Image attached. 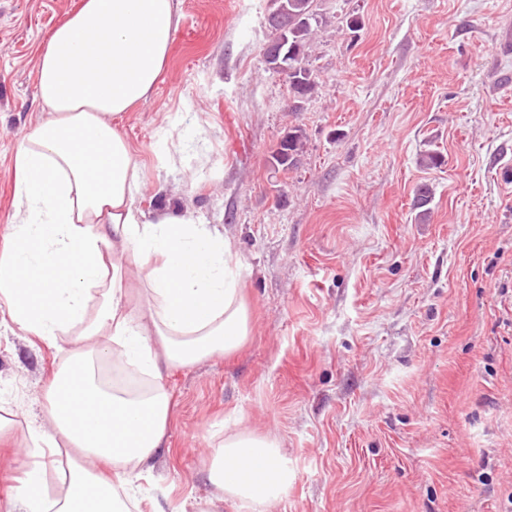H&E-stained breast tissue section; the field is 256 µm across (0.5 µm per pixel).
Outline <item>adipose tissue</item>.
Instances as JSON below:
<instances>
[{
    "instance_id": "adipose-tissue-1",
    "label": "adipose tissue",
    "mask_w": 512,
    "mask_h": 512,
    "mask_svg": "<svg viewBox=\"0 0 512 512\" xmlns=\"http://www.w3.org/2000/svg\"><path fill=\"white\" fill-rule=\"evenodd\" d=\"M177 0H81L37 66L46 109L13 158L15 224L0 235V303L22 331L71 337L45 387L46 426L28 427L10 512H129L165 448L164 377L228 356L251 334L231 245L217 227L133 206L139 165L118 121L159 82ZM73 461L52 495L37 450ZM213 499L252 512L295 475L278 443L225 436L206 462Z\"/></svg>"
}]
</instances>
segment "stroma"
I'll list each match as a JSON object with an SVG mask.
<instances>
[{"label":"stroma","instance_id":"stroma-1","mask_svg":"<svg viewBox=\"0 0 512 512\" xmlns=\"http://www.w3.org/2000/svg\"><path fill=\"white\" fill-rule=\"evenodd\" d=\"M79 3L0 0V233L45 112L39 54ZM269 6L179 0L164 74L120 122L135 209L217 225L252 324L235 355L166 379L169 446L140 512H205L204 463L243 430L296 474L265 512H512V0H317L298 109L262 55ZM292 127L303 152L275 170ZM427 151L443 164L419 167ZM71 348L0 304V407L41 421Z\"/></svg>","mask_w":512,"mask_h":512}]
</instances>
